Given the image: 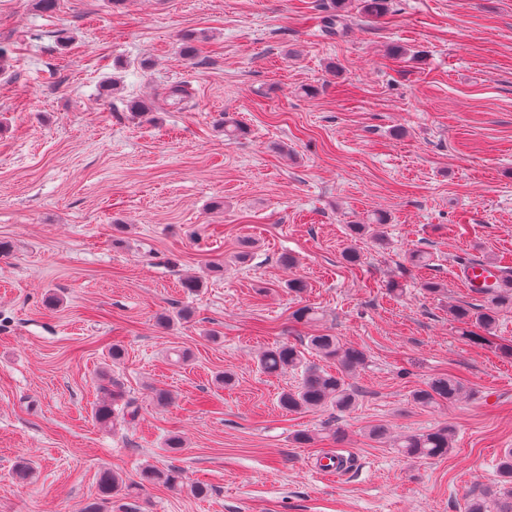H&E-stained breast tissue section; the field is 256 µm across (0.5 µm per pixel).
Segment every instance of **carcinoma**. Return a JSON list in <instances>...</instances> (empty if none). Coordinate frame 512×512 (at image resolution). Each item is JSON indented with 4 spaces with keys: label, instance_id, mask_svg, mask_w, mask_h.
Listing matches in <instances>:
<instances>
[{
    "label": "carcinoma",
    "instance_id": "obj_1",
    "mask_svg": "<svg viewBox=\"0 0 512 512\" xmlns=\"http://www.w3.org/2000/svg\"><path fill=\"white\" fill-rule=\"evenodd\" d=\"M501 270L504 278L496 287L472 289L473 293L484 298V305H453L448 309L454 320L461 324L460 335L467 342H488L497 331L501 312L512 310V268L503 266ZM307 349L325 360L335 361L337 371L329 372L308 360L305 356ZM364 363L363 351L346 345L339 337L330 334L307 337L304 348L284 342L264 351L257 360L258 367L265 374L292 372L298 376L297 384L279 396L281 408L289 413L321 409H332L339 413L351 411L357 403V393L349 380ZM101 390L103 397L94 409V417L100 425L116 427L135 422L140 412L138 402L126 397L117 382L111 381ZM464 393V383L455 375L446 373L428 379L413 390L411 400L421 408H432L451 404ZM453 438V430L441 425L424 433L405 435L393 447L409 459H439L451 452ZM496 469L499 477L496 489L487 497L467 496L465 512H488L489 497L493 498L496 512H512V448L504 450ZM148 484H162L194 497H205L210 492L209 487L203 484H184L182 471L175 466L165 469L146 466L137 480H126L106 469L98 478L99 497L84 504L79 512H102L108 500L115 497L136 498Z\"/></svg>",
    "mask_w": 512,
    "mask_h": 512
}]
</instances>
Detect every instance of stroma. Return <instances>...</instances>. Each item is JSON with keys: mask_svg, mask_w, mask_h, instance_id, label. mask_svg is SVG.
Here are the masks:
<instances>
[{"mask_svg": "<svg viewBox=\"0 0 512 512\" xmlns=\"http://www.w3.org/2000/svg\"><path fill=\"white\" fill-rule=\"evenodd\" d=\"M176 83L192 102L154 108ZM228 116L246 129L229 145ZM376 214L383 242L352 232ZM0 240V512H78L101 470L148 464L210 493L150 485L130 512H464L512 448V312L482 346L448 312L479 301L461 262L512 266V0H389L379 19L361 0H0ZM305 305L320 321L294 320ZM318 334L366 354L349 413H287L294 375L257 368ZM105 372L141 403L131 427L93 418ZM448 372L470 394L413 405ZM444 424L437 460L369 436ZM331 427L343 441H293ZM326 454L346 476L318 474Z\"/></svg>", "mask_w": 512, "mask_h": 512, "instance_id": "35a3bbf8", "label": "stroma"}]
</instances>
